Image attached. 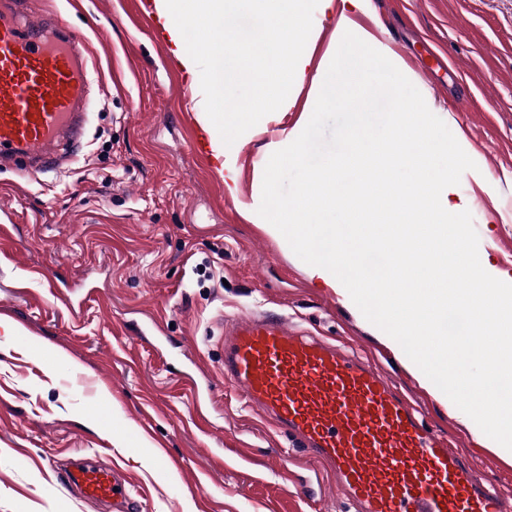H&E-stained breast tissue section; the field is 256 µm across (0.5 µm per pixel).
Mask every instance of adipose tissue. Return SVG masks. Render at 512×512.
Masks as SVG:
<instances>
[{"label":"adipose tissue","instance_id":"ef3b65f1","mask_svg":"<svg viewBox=\"0 0 512 512\" xmlns=\"http://www.w3.org/2000/svg\"><path fill=\"white\" fill-rule=\"evenodd\" d=\"M156 12L163 21V29L174 47L173 53L188 74H196L197 53L185 50L183 27L196 16L207 15L211 24L231 25L235 15L224 8V0H156Z\"/></svg>","mask_w":512,"mask_h":512}]
</instances>
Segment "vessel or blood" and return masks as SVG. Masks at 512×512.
Returning a JSON list of instances; mask_svg holds the SVG:
<instances>
[{"label":"vessel or blood","mask_w":512,"mask_h":512,"mask_svg":"<svg viewBox=\"0 0 512 512\" xmlns=\"http://www.w3.org/2000/svg\"><path fill=\"white\" fill-rule=\"evenodd\" d=\"M93 69L80 37L28 0H0V158L56 170L80 142ZM224 383L319 465L353 512H512L472 458L426 425L375 362L291 326L275 311L225 322ZM84 501L135 512L121 471L65 469Z\"/></svg>","instance_id":"b4317fda"}]
</instances>
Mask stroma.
<instances>
[{"instance_id":"obj_1","label":"stroma","mask_w":512,"mask_h":512,"mask_svg":"<svg viewBox=\"0 0 512 512\" xmlns=\"http://www.w3.org/2000/svg\"><path fill=\"white\" fill-rule=\"evenodd\" d=\"M155 0H30L84 38L97 65L81 145L57 170L0 166V512H107L52 469L103 458L138 512H352L286 438L225 391V318L276 309L373 356L426 423L472 454L479 481L512 491V452L483 447L396 341L314 277L257 213L271 154L307 124L343 36L314 12L311 66L282 106L239 137L228 189L191 130L200 82L178 67ZM351 32L414 84L475 162L451 203L480 253L512 273V0H364ZM56 275L46 288L45 274Z\"/></svg>"}]
</instances>
